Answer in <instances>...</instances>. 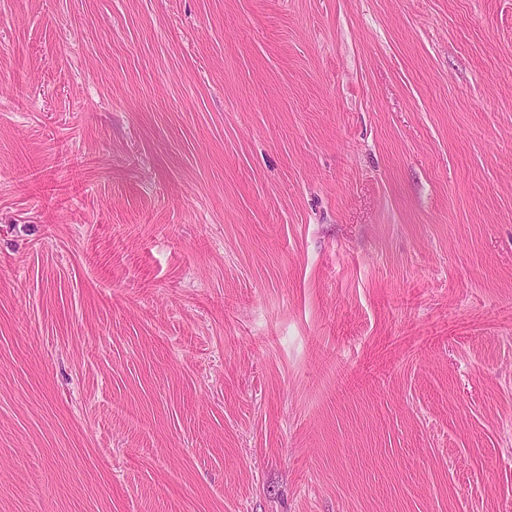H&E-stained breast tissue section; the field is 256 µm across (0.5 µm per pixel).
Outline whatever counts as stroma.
Returning <instances> with one entry per match:
<instances>
[{
    "mask_svg": "<svg viewBox=\"0 0 512 512\" xmlns=\"http://www.w3.org/2000/svg\"><path fill=\"white\" fill-rule=\"evenodd\" d=\"M0 512H512V0H0Z\"/></svg>",
    "mask_w": 512,
    "mask_h": 512,
    "instance_id": "35a3bbf8",
    "label": "stroma"
}]
</instances>
